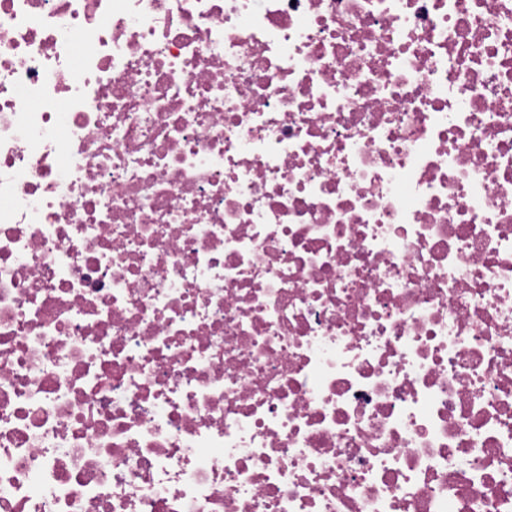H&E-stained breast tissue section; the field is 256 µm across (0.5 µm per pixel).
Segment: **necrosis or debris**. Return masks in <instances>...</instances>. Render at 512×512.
Wrapping results in <instances>:
<instances>
[{"instance_id": "necrosis-or-debris-1", "label": "necrosis or debris", "mask_w": 512, "mask_h": 512, "mask_svg": "<svg viewBox=\"0 0 512 512\" xmlns=\"http://www.w3.org/2000/svg\"><path fill=\"white\" fill-rule=\"evenodd\" d=\"M0 512H512V0H0Z\"/></svg>"}]
</instances>
